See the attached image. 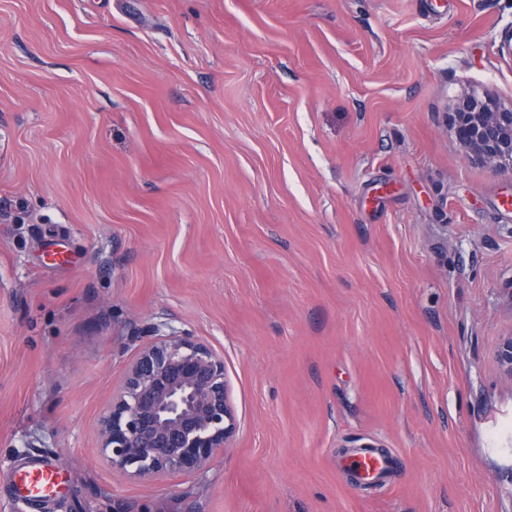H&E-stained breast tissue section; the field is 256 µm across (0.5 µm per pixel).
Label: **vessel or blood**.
Wrapping results in <instances>:
<instances>
[{"label":"vessel or blood","instance_id":"vessel-or-blood-1","mask_svg":"<svg viewBox=\"0 0 512 512\" xmlns=\"http://www.w3.org/2000/svg\"><path fill=\"white\" fill-rule=\"evenodd\" d=\"M345 465L349 472L366 482L388 478L398 466L392 452L377 453L367 448L357 449ZM17 503L35 508L36 512H56L68 491L67 471L59 456L39 454L28 457L6 476Z\"/></svg>","mask_w":512,"mask_h":512}]
</instances>
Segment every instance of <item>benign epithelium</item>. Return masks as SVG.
<instances>
[{
  "label": "benign epithelium",
  "instance_id": "benign-epithelium-1",
  "mask_svg": "<svg viewBox=\"0 0 512 512\" xmlns=\"http://www.w3.org/2000/svg\"><path fill=\"white\" fill-rule=\"evenodd\" d=\"M452 125L471 155L512 170V105L472 98L453 113ZM153 335L98 428L101 458L140 483L205 472L237 430L224 357L187 333L156 327Z\"/></svg>",
  "mask_w": 512,
  "mask_h": 512
}]
</instances>
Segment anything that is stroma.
Returning <instances> with one entry per match:
<instances>
[{
  "label": "stroma",
  "mask_w": 512,
  "mask_h": 512,
  "mask_svg": "<svg viewBox=\"0 0 512 512\" xmlns=\"http://www.w3.org/2000/svg\"><path fill=\"white\" fill-rule=\"evenodd\" d=\"M512 0H0V473L63 512H512ZM62 254V262L49 252ZM224 357L238 431L148 484L98 421L153 326ZM391 449L363 488L342 449ZM470 99L453 112V129L461 145L485 164L512 171V105L490 97ZM484 100V101H483ZM4 480L11 484L17 503L40 512H54L59 507L69 482L60 457L49 453L28 457Z\"/></svg>",
  "instance_id": "stroma-1"
}]
</instances>
